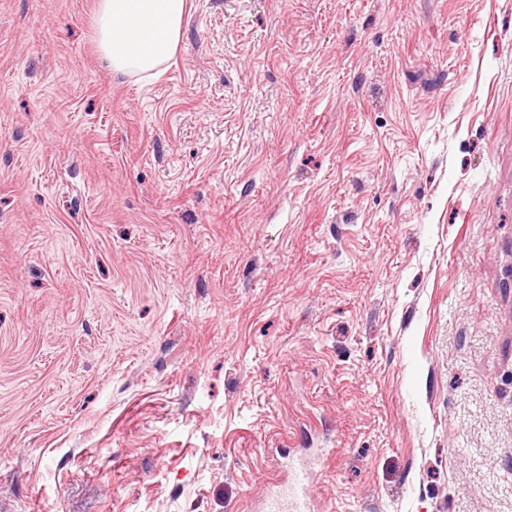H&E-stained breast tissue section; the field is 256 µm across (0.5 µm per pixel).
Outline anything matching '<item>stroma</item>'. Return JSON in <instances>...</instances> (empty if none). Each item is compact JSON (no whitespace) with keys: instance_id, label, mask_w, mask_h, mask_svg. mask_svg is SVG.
Wrapping results in <instances>:
<instances>
[{"instance_id":"35a3bbf8","label":"stroma","mask_w":512,"mask_h":512,"mask_svg":"<svg viewBox=\"0 0 512 512\" xmlns=\"http://www.w3.org/2000/svg\"><path fill=\"white\" fill-rule=\"evenodd\" d=\"M0 0V512H512V0ZM186 0H99L95 14L98 46L112 69L155 77L178 48ZM147 51L138 53L136 46ZM323 458L288 460L285 480L271 488L260 501V512H310L309 483L311 467Z\"/></svg>"}]
</instances>
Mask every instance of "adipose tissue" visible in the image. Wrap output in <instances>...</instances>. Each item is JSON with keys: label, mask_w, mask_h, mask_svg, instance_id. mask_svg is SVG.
Here are the masks:
<instances>
[{"label": "adipose tissue", "mask_w": 512, "mask_h": 512, "mask_svg": "<svg viewBox=\"0 0 512 512\" xmlns=\"http://www.w3.org/2000/svg\"><path fill=\"white\" fill-rule=\"evenodd\" d=\"M187 0H98L99 49L112 69L147 78L173 58Z\"/></svg>", "instance_id": "adipose-tissue-1"}]
</instances>
